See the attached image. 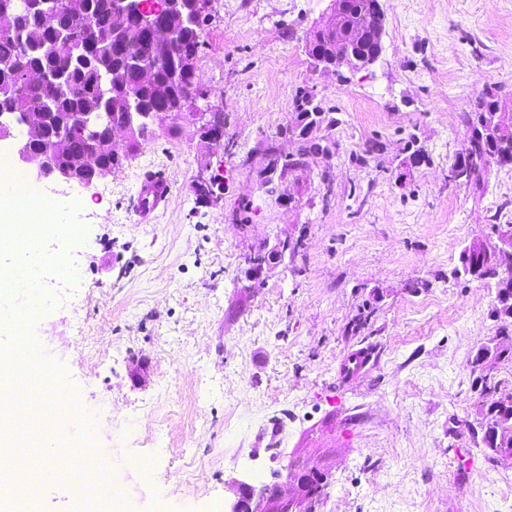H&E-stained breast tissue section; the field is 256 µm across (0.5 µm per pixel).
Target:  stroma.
I'll return each instance as SVG.
<instances>
[{
  "label": "stroma",
  "instance_id": "1",
  "mask_svg": "<svg viewBox=\"0 0 512 512\" xmlns=\"http://www.w3.org/2000/svg\"><path fill=\"white\" fill-rule=\"evenodd\" d=\"M328 5L210 0L189 109L223 113V144L182 121L91 184L38 180L75 206L82 280L22 323L28 388L52 378L62 402L0 437V512H224L257 470L285 488L311 467L316 512H496L512 462L480 442L470 363L502 328L497 282L460 254L512 225V167L478 189L448 169L474 100L512 104V0H382L381 56L340 76L308 53ZM308 94L337 124L304 157L286 130ZM153 170L172 195L142 224ZM289 235L300 253L250 278L246 257ZM358 348L370 363L344 375ZM56 442L112 457L114 497L89 476L27 485Z\"/></svg>",
  "mask_w": 512,
  "mask_h": 512
}]
</instances>
